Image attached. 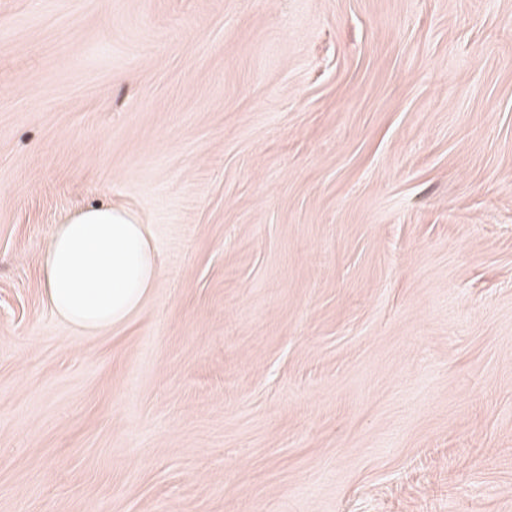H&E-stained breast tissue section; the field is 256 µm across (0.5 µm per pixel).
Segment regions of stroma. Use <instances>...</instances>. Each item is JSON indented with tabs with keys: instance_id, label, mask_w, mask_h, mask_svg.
Masks as SVG:
<instances>
[{
	"instance_id": "stroma-1",
	"label": "stroma",
	"mask_w": 512,
	"mask_h": 512,
	"mask_svg": "<svg viewBox=\"0 0 512 512\" xmlns=\"http://www.w3.org/2000/svg\"><path fill=\"white\" fill-rule=\"evenodd\" d=\"M0 512H512V0H0ZM158 275L149 225L124 208H88L60 224L44 259L51 311L92 335L125 324Z\"/></svg>"
}]
</instances>
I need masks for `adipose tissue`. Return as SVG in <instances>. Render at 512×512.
<instances>
[{
  "label": "adipose tissue",
  "mask_w": 512,
  "mask_h": 512,
  "mask_svg": "<svg viewBox=\"0 0 512 512\" xmlns=\"http://www.w3.org/2000/svg\"><path fill=\"white\" fill-rule=\"evenodd\" d=\"M158 275L149 226L116 207L88 208L57 226L44 259L51 311L92 335L125 324Z\"/></svg>",
  "instance_id": "obj_1"
}]
</instances>
